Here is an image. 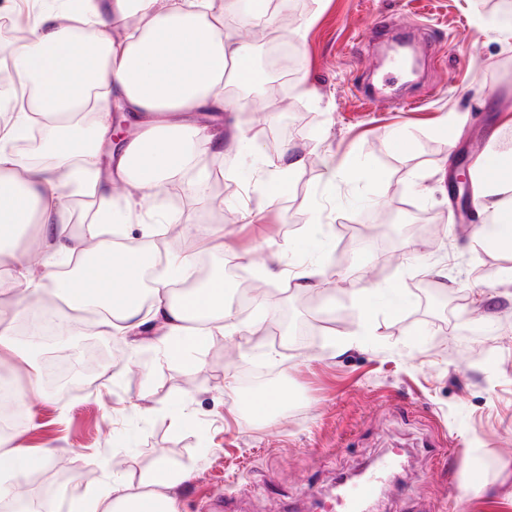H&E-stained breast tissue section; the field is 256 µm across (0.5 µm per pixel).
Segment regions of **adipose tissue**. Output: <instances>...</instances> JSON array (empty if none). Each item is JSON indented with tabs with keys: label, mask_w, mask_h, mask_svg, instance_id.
I'll list each match as a JSON object with an SVG mask.
<instances>
[{
	"label": "adipose tissue",
	"mask_w": 512,
	"mask_h": 512,
	"mask_svg": "<svg viewBox=\"0 0 512 512\" xmlns=\"http://www.w3.org/2000/svg\"><path fill=\"white\" fill-rule=\"evenodd\" d=\"M232 0L215 9L214 0H54L42 6L26 42L10 52L13 68L32 86L17 98L7 124L0 126V360L26 359L17 325L34 307L107 313L106 336H136L154 325L164 356L187 354L182 345L191 321L205 335H221L239 324L224 301V282L173 294L172 278L192 260L214 249L207 234L185 238L182 257L170 276L145 283L148 258L135 247L114 248L102 227L138 218L165 184L208 178L207 160L224 141H237L241 101L229 87L258 79L251 57L226 25ZM98 88L134 121L135 131L113 152L114 177L102 183L100 155L110 143L112 122L105 104L90 105ZM42 129L44 160L28 164L11 145L32 124ZM137 194L119 197L115 183ZM480 194L484 226L472 247H512V163L485 177ZM86 193L97 201L94 219L72 233L67 199ZM37 236L45 256L33 266L21 248ZM74 258L73 273L60 278L55 260ZM53 450L32 455L16 437H0V491L26 481L31 465L49 466ZM190 477L158 461L140 488L107 480L82 498L83 512H179L170 491Z\"/></svg>",
	"instance_id": "obj_1"
}]
</instances>
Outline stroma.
Instances as JSON below:
<instances>
[{
	"mask_svg": "<svg viewBox=\"0 0 512 512\" xmlns=\"http://www.w3.org/2000/svg\"><path fill=\"white\" fill-rule=\"evenodd\" d=\"M512 0H283L276 28L246 42L253 58L270 34L292 46L294 75L279 98L237 88L243 139L214 156L206 191L155 199L176 214L182 234L217 231L222 251L204 255L210 275L236 292L241 254L278 257L283 276L261 278L263 292L241 331L206 337L194 360L165 358L153 332L116 336L111 359L91 386L42 389L29 398L17 432L33 452L57 451L37 468L29 493L53 512L105 479L138 484L155 461L188 469L174 491L179 512H203L222 497L224 512H317L318 499L342 476L361 472L385 449L403 448L401 494L380 497L374 512H512V250L469 248L449 194L456 157L468 155V203L479 207L478 175L487 160L512 159V38L485 23ZM387 13L419 27L423 64L412 81L382 67L388 36L365 29ZM302 157L284 192L268 196L269 165ZM339 176L327 184V166ZM399 209L373 255L353 242L380 212ZM165 224L141 217L119 225L116 245H135L150 260L179 248ZM319 261L320 289L303 290L286 272ZM444 267L435 276L433 265ZM374 289L368 308L358 291ZM308 325L317 342L300 346L275 335L272 320ZM272 374L245 385L242 375ZM273 394L281 414L249 418L255 396ZM181 410L188 427L175 429ZM488 483L487 497L466 496L469 465Z\"/></svg>",
	"mask_w": 512,
	"mask_h": 512,
	"instance_id": "1",
	"label": "stroma"
}]
</instances>
